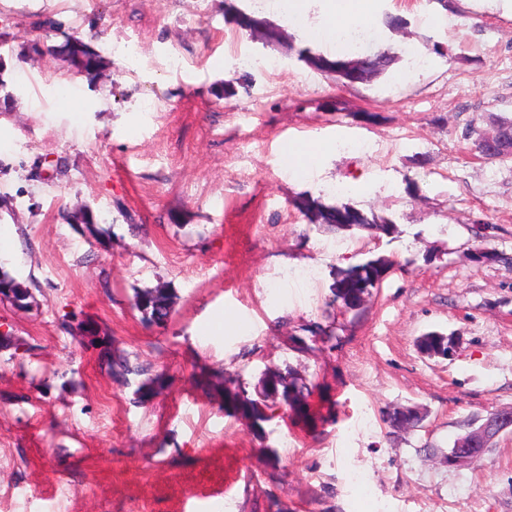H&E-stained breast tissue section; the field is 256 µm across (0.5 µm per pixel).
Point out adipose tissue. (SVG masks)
<instances>
[{
    "instance_id": "obj_1",
    "label": "adipose tissue",
    "mask_w": 512,
    "mask_h": 512,
    "mask_svg": "<svg viewBox=\"0 0 512 512\" xmlns=\"http://www.w3.org/2000/svg\"><path fill=\"white\" fill-rule=\"evenodd\" d=\"M309 0H276L274 7L287 18L300 21L302 33L326 44L336 52L344 51V35L364 26L373 15L372 0H324L323 17L318 25L308 21Z\"/></svg>"
}]
</instances>
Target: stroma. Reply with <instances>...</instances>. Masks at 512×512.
<instances>
[{"label": "stroma", "mask_w": 512, "mask_h": 512, "mask_svg": "<svg viewBox=\"0 0 512 512\" xmlns=\"http://www.w3.org/2000/svg\"><path fill=\"white\" fill-rule=\"evenodd\" d=\"M235 2L284 44L224 0H0V42L52 16L108 62L93 84L56 56L0 62V269L32 293L0 303V512H512V433L445 461L512 408V161L466 136L512 118V8L374 0L357 53L399 59L344 86L268 0ZM292 134L321 146L309 175L285 168ZM301 197L391 231L310 223ZM82 205L103 244L67 223ZM370 260L388 270L346 309L334 285ZM156 287L162 326L133 307ZM428 331L457 336L454 356L424 355ZM105 350L164 374L156 397L135 403ZM274 372L307 385L305 412L225 413L223 388ZM398 406L422 422L390 429ZM247 30L266 44H278L281 40L280 29L264 19H258L251 16L248 20ZM507 430L512 431V410L500 412L479 429L458 437L448 451V465L458 467L471 463L483 455L497 435Z\"/></svg>", "instance_id": "obj_1"}]
</instances>
